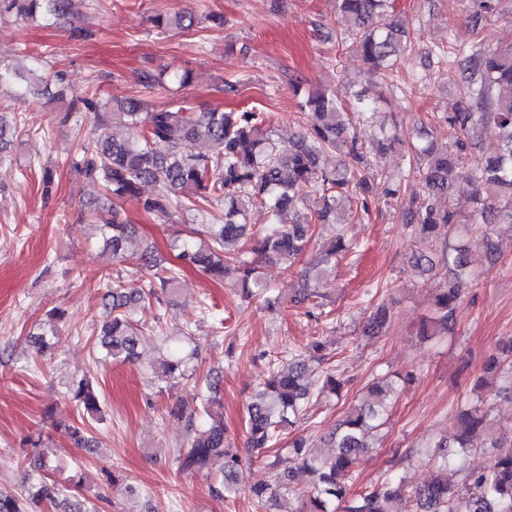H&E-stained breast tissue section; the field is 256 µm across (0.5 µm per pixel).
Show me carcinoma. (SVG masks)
<instances>
[{
	"label": "carcinoma",
	"instance_id": "obj_1",
	"mask_svg": "<svg viewBox=\"0 0 512 512\" xmlns=\"http://www.w3.org/2000/svg\"><path fill=\"white\" fill-rule=\"evenodd\" d=\"M339 11L354 20L350 40L368 70L386 69L405 51L408 31L403 21L393 16L394 0H336ZM498 0H467L474 16L496 10ZM81 0H0V13L13 12L27 23L72 18ZM161 29H186L194 24L190 13L175 12L155 18ZM467 75L463 95L455 110L443 116L453 140L443 149L432 141L414 144L407 155L409 171L419 177L422 191L409 200V226L422 244L413 256V266L435 276L437 267L446 268L437 281L434 308L419 327L426 340L448 331L454 322L463 290L474 282L465 245H448V237L466 236L470 224H512V46L495 50L475 47L466 51ZM13 84L22 100L38 99L45 94L64 98L72 90L63 78L57 82L35 69L19 71L0 68V84ZM96 114L98 131L80 143V159L73 162L76 174L98 182L107 199H135L148 212L172 218L190 204L224 202V223L190 224L171 247L182 267L193 268L214 280L224 278L226 264L234 263L239 290L248 301L263 299L266 308L275 310L280 297L271 294L259 272L257 260L236 248L243 239L252 238L255 252L270 260L293 261L309 248L312 224L347 223L345 213L369 208L366 191L374 172V159L395 149L396 139L384 127H375L376 112L367 105L355 118L346 113L342 99L335 93L312 94L300 107L307 112L304 133L287 145L272 137L268 116L262 112H190L180 106L144 108L142 101L129 99L108 108L86 101ZM127 130L118 138L110 133L116 126ZM481 133L498 141L499 150L479 162L470 158L472 135ZM14 128L0 113V161L10 157ZM163 144L164 149L156 148ZM201 143L209 154L196 153L191 147ZM328 152L339 155L332 168L321 165ZM457 179H465L479 188L490 185L501 199H477L476 207L464 221L451 206H442L437 198L447 196ZM151 185L155 193L141 196V187ZM318 200V208L304 224H292L288 217L307 198ZM262 204L271 216L263 235L254 237L246 219L249 208ZM103 244L118 258L132 226L112 219L100 225ZM359 246L337 229L314 258L316 282L303 289V299H314L321 307L330 285L336 260L358 251ZM137 268L151 272L144 285L129 287L117 278L106 280L103 299L108 320L102 325L99 341L106 356L130 362L137 358L139 337L144 325L133 316L139 304H170L180 293L179 270L166 267L154 250L147 248L133 258ZM389 311L383 305L373 309L366 329L377 334L386 325ZM197 325L188 324L176 334L163 337L168 345L162 362L164 375L171 379L184 376L183 367L197 355ZM324 337L315 336L305 350L292 355L288 368L272 369L254 390L245 408L247 443L274 471V483L249 489L256 512H267L276 493L289 487L293 476L277 471V444L283 431L293 426L310 404L314 390L341 391L344 382L337 377ZM491 365L512 379V346L490 358ZM223 372L214 370L201 385L200 411L184 415L180 406L168 410L171 417L185 420L187 436L175 454L182 473L220 476L210 486L211 493L228 498L238 493L233 476L242 460L230 448L224 418L218 409ZM396 392L393 383L382 380L369 389L368 399L350 409L344 419L328 433L331 455L307 449L302 439L290 443L302 460V468L312 480L309 490L297 494L294 512H401L398 504L410 499L414 512H512V450L490 457L486 466L467 474L463 485L448 483V466L464 459L473 438L485 426L488 408L474 404L461 413L453 441L459 452L453 459L437 452L447 448L448 437L426 451L432 462L431 475L423 483L410 486L402 480L387 478L363 489L351 488L355 468L362 456L373 448V438L386 424ZM70 395L87 419L100 421V397L91 380L82 377L72 383ZM74 443L83 448L96 444L89 427L67 426ZM35 505L48 502L57 512H89L87 501L74 490L56 483L43 482L21 499L0 489V512H27L26 501Z\"/></svg>",
	"mask_w": 512,
	"mask_h": 512
}]
</instances>
